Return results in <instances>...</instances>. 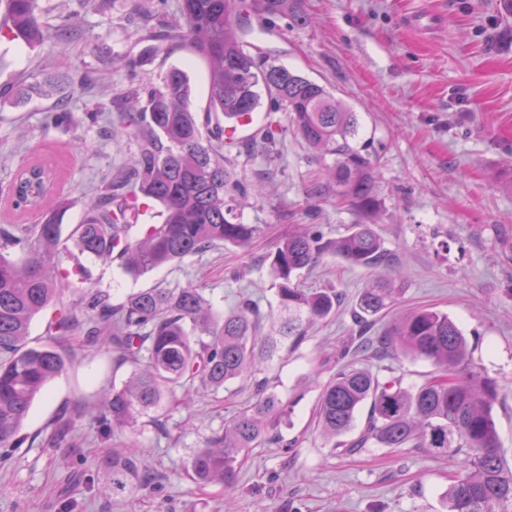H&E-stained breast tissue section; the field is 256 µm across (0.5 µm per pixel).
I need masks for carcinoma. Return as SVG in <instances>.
<instances>
[{"label": "carcinoma", "mask_w": 512, "mask_h": 512, "mask_svg": "<svg viewBox=\"0 0 512 512\" xmlns=\"http://www.w3.org/2000/svg\"><path fill=\"white\" fill-rule=\"evenodd\" d=\"M173 35L208 63L210 96L204 116L194 111L189 76L171 69L158 86L122 95L124 128L137 150L132 164L87 204L86 218L63 235L56 212L40 224L0 227V449L19 448L20 430L35 399L67 371L60 341L85 335L89 345H112L119 363L133 371L121 387H112L99 406L100 419L122 430L138 416L175 406V389L193 386L216 393L236 380L272 366L287 349L298 347L308 329L336 312L334 288H306L302 274L326 256L371 268L389 261L371 224L360 222L326 240L314 224L295 228L266 255L273 275L276 313L268 332L258 334L257 303L239 298L222 315L212 312L201 289L178 282L139 288L111 305L88 291L81 304L92 313L85 322L60 309L45 320L44 336L30 345L32 322L61 302L65 287L82 288L90 272L79 256L116 262L133 278L181 266L215 246L247 249L258 233L241 221L249 191L233 163L232 149L260 148L276 153L284 132L300 138L324 164L327 181L316 197L332 191L363 218L380 202L371 143L357 141L358 119L324 86L286 68L269 65L246 50L250 18L264 23H309L301 0H179ZM0 13L13 37L44 38L37 0H0ZM267 99L268 114L288 113V127L271 119L250 143L224 140L225 124L254 115ZM44 164L24 166L13 180L16 205L43 210L53 183ZM160 206L161 222H143L145 200ZM73 242L78 254L70 252ZM17 250L21 256L11 255ZM404 291L400 276L377 277L363 289L359 308L377 316L394 307ZM358 347L371 346L379 357H412L429 362L438 376L418 387L396 377H381L349 363L323 386L317 409L319 434L335 448H414L436 458L464 455L461 469L449 477L448 512H512V469L503 462L493 408L496 380L473 363L469 344L448 314L413 310L383 335L364 336L369 324L357 322ZM257 381L255 401L224 423V432L197 449L189 462L192 479L202 487L232 488L245 453L271 440L269 434L288 418V408ZM365 421L356 428L362 408ZM105 486L112 494L144 488L146 469L138 448L114 449L104 459Z\"/></svg>", "instance_id": "1"}]
</instances>
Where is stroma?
I'll return each mask as SVG.
<instances>
[{
    "label": "stroma",
    "mask_w": 512,
    "mask_h": 512,
    "mask_svg": "<svg viewBox=\"0 0 512 512\" xmlns=\"http://www.w3.org/2000/svg\"><path fill=\"white\" fill-rule=\"evenodd\" d=\"M178 0H39L46 30L77 15L74 34L35 44L0 36V226L35 224L39 213L14 206L7 194L18 169L51 161L55 184L46 208L77 224L86 203L136 149L121 137L117 109L99 110L130 86L159 84L171 66L188 71L192 103L205 112L207 64L181 41H145L173 22ZM309 25L279 24L252 42L272 64L324 85L356 112L359 136L378 151L381 207L374 229L401 265L407 283L402 309L434 308L453 318L469 340L474 364L497 380L494 416L512 466V11L505 0H303ZM421 25L407 27V13ZM84 93L73 86L81 78ZM46 94L13 96L19 84ZM252 197L242 221L260 234L249 249L221 245L179 269L134 280L118 264L84 257L94 289L120 303L133 288L180 282L203 288L215 313L247 294L268 316L275 302L262 256L293 225L314 221L333 239L357 220L334 195L305 202L320 163L286 134L275 156L235 159ZM394 264V265H395ZM392 267V266H391ZM391 267L364 268L325 257L307 276L311 288L342 294L335 314L313 325L301 346L274 361L267 376L291 410L283 444L251 449L234 488L198 487L187 475L192 453L224 430V422L255 400L251 379L192 398L189 406L139 419L135 428L102 433L95 406L129 371L111 348L65 341L67 371L47 385L21 429L28 441L0 462V512H444L442 498L454 459L409 448H365L346 454L319 435L315 406L325 382L342 366L344 343L356 333L352 312L362 288ZM357 365L427 381L428 362L360 357ZM81 406L68 440H47L57 414ZM136 444L151 483L125 496L103 490V460Z\"/></svg>",
    "instance_id": "stroma-1"
}]
</instances>
